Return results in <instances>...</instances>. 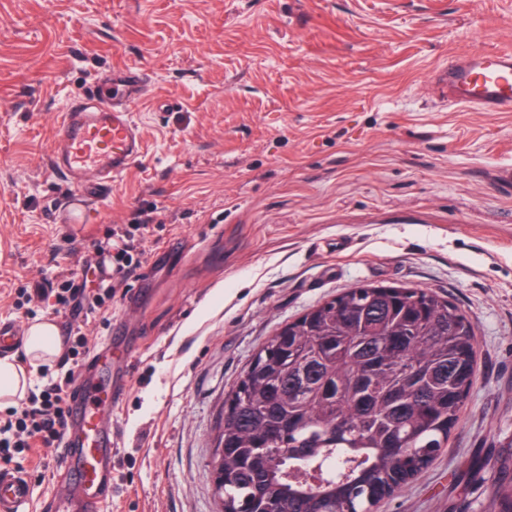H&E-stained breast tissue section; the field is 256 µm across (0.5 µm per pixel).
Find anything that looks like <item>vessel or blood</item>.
Instances as JSON below:
<instances>
[{"instance_id":"b4317fda","label":"vessel or blood","mask_w":512,"mask_h":512,"mask_svg":"<svg viewBox=\"0 0 512 512\" xmlns=\"http://www.w3.org/2000/svg\"><path fill=\"white\" fill-rule=\"evenodd\" d=\"M127 100L99 94L70 99L49 145L52 171L70 187V198L99 199L130 170L141 153V129L130 100L146 90L136 73L126 76ZM439 102L474 112H512V49L464 52L432 74ZM112 350L104 348L83 368L80 390L69 404L70 417L60 444L66 475L48 500L50 512H102L103 491L112 482ZM32 488L20 473L0 470V512H29Z\"/></svg>"}]
</instances>
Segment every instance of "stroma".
Masks as SVG:
<instances>
[{
	"instance_id": "stroma-1",
	"label": "stroma",
	"mask_w": 512,
	"mask_h": 512,
	"mask_svg": "<svg viewBox=\"0 0 512 512\" xmlns=\"http://www.w3.org/2000/svg\"><path fill=\"white\" fill-rule=\"evenodd\" d=\"M512 48V0H0V317L14 292L99 282L129 234L145 261L90 346L122 323L104 512H218L224 395L260 347L360 284L429 288L472 320L476 380L448 444L377 512H489L512 464V112L442 105L449 53ZM145 75L142 149L84 224L47 147L70 96ZM154 221L137 229V217ZM41 512L55 449L15 453Z\"/></svg>"
}]
</instances>
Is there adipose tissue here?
Listing matches in <instances>:
<instances>
[{
  "instance_id": "ef3b65f1",
  "label": "adipose tissue",
  "mask_w": 512,
  "mask_h": 512,
  "mask_svg": "<svg viewBox=\"0 0 512 512\" xmlns=\"http://www.w3.org/2000/svg\"><path fill=\"white\" fill-rule=\"evenodd\" d=\"M61 347L62 338L54 323L40 321L28 326L23 339L26 365L0 359V406H11L23 399L32 386L31 370L52 364Z\"/></svg>"
}]
</instances>
